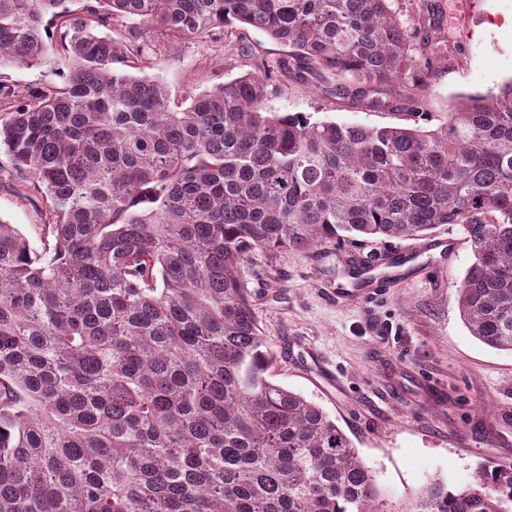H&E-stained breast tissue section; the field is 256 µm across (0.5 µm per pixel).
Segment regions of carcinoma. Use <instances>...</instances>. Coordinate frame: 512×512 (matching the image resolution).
Listing matches in <instances>:
<instances>
[{"label":"carcinoma","instance_id":"1","mask_svg":"<svg viewBox=\"0 0 512 512\" xmlns=\"http://www.w3.org/2000/svg\"><path fill=\"white\" fill-rule=\"evenodd\" d=\"M71 2L0 0V66L44 61L53 27L68 70L0 83V150L45 217L37 248L0 221V512H381L351 439L271 381L244 266L458 224L460 315L512 353V79L435 130L317 122L265 110L278 72L421 117L438 28L390 0ZM235 23L288 59L184 106L126 73L156 53L146 29L221 43ZM403 512H512V465Z\"/></svg>","mask_w":512,"mask_h":512}]
</instances>
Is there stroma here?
Masks as SVG:
<instances>
[{
	"mask_svg": "<svg viewBox=\"0 0 512 512\" xmlns=\"http://www.w3.org/2000/svg\"><path fill=\"white\" fill-rule=\"evenodd\" d=\"M401 25L433 18L447 45L444 59L425 74L426 129L441 126L457 98L483 93L512 79V0H393ZM285 50L263 32L226 28L223 44L185 39L152 56L146 76H160L187 103L213 86L261 71ZM66 64L57 53L32 66L0 67V82L23 90L58 85ZM267 111L306 113L314 121L366 126H411L407 109L373 111L278 80ZM0 152V220L37 242L43 218L15 193ZM452 238L443 254L427 239ZM405 249L415 267L395 288L352 299L350 262L386 270L374 259ZM473 260L459 226L446 224L425 239L333 240L307 251L249 255L245 279L259 327L274 345L275 383L318 404L352 439L384 493L385 512H401L427 483H471L479 466L512 465V353L470 335L459 311L457 283Z\"/></svg>",
	"mask_w": 512,
	"mask_h": 512,
	"instance_id": "stroma-1",
	"label": "stroma"
}]
</instances>
